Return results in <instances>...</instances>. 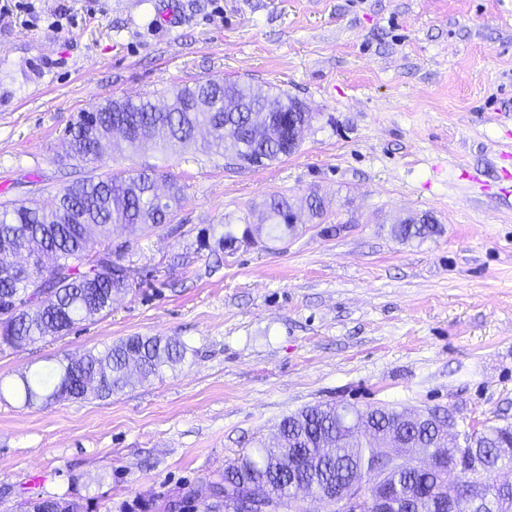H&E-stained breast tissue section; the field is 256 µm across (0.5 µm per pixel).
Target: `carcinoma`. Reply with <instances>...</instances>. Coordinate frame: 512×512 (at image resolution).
<instances>
[{
    "label": "carcinoma",
    "instance_id": "cac0c4a2",
    "mask_svg": "<svg viewBox=\"0 0 512 512\" xmlns=\"http://www.w3.org/2000/svg\"><path fill=\"white\" fill-rule=\"evenodd\" d=\"M300 101L283 91L256 93L240 79H205L170 92V104L159 109L151 98L112 99L79 113L66 130L73 158L93 161L83 140L85 125L124 130L125 147L133 152L185 146L198 130H207V149L224 155L227 165L265 166L294 153L298 145L288 140L284 126L310 124L311 113L299 109ZM156 174L141 169L133 174L93 175L59 191L53 206L35 200L0 204V240L13 238L28 257L23 266L0 253V307L15 306L18 315L0 318V347L23 349L47 338L68 334L78 323L109 312L114 295L133 287L127 276L128 246L112 248V232H149L170 223L185 198V186L168 181L167 193H156ZM435 220L395 229L402 240L425 238ZM294 231L292 204L272 195L252 215L242 238L283 241ZM188 352L175 338L129 336L103 350L75 359L64 356L34 374H22L12 386L24 405L48 407L60 401L83 399L90 394L107 397L129 384L130 371L143 379L160 375L182 363ZM369 436L396 434L438 459L454 460L439 428L418 415L413 420L394 407L355 409ZM478 452L485 474L476 477L474 496L508 502L512 512V484H498L487 474L512 465V426L485 428L468 438ZM374 462L371 442L345 426L334 405L305 407L282 419L273 442L256 447L225 464L213 481L212 494H224V484L234 490L259 489L266 495L288 498L300 489L328 495L359 476ZM391 489L406 494L417 488L427 493L414 512H445L441 494L448 478L442 470L399 469L385 480ZM202 512H213L208 494L190 488L184 495L159 503H137L140 512H185L190 502ZM88 512L89 506L70 495L38 498L37 512Z\"/></svg>",
    "mask_w": 512,
    "mask_h": 512
}]
</instances>
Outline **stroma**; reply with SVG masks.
<instances>
[{
    "label": "stroma",
    "mask_w": 512,
    "mask_h": 512,
    "mask_svg": "<svg viewBox=\"0 0 512 512\" xmlns=\"http://www.w3.org/2000/svg\"><path fill=\"white\" fill-rule=\"evenodd\" d=\"M205 78L301 101L315 118L299 148L259 168L197 143L70 157L78 112ZM511 140L512 0H0V202L48 207L73 181L144 167L185 187L170 226L113 234L136 289L66 336L0 349V385L132 335L189 348L104 399L1 397L0 512L68 493L121 512L204 487L317 404L512 425ZM273 193L294 235L241 241ZM425 213L435 234L395 237ZM228 232L235 250L214 254Z\"/></svg>",
    "instance_id": "obj_1"
}]
</instances>
